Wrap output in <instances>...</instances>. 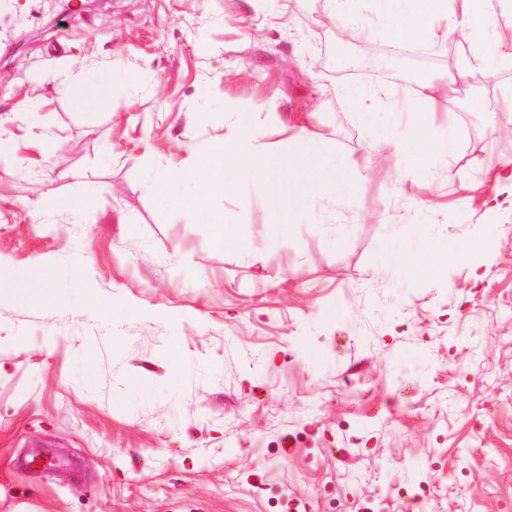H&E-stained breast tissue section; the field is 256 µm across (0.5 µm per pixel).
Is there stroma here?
<instances>
[{"instance_id": "obj_1", "label": "stroma", "mask_w": 512, "mask_h": 512, "mask_svg": "<svg viewBox=\"0 0 512 512\" xmlns=\"http://www.w3.org/2000/svg\"><path fill=\"white\" fill-rule=\"evenodd\" d=\"M55 2L0 49V512H512V183L482 171L512 163V67L386 65L375 0L346 47L326 0ZM439 76L429 131L457 150L405 180L296 219L241 182L209 200L223 247L153 190L244 123L343 159L410 141ZM453 238L483 258L400 266Z\"/></svg>"}]
</instances>
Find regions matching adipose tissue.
Instances as JSON below:
<instances>
[{
    "label": "adipose tissue",
    "mask_w": 512,
    "mask_h": 512,
    "mask_svg": "<svg viewBox=\"0 0 512 512\" xmlns=\"http://www.w3.org/2000/svg\"><path fill=\"white\" fill-rule=\"evenodd\" d=\"M499 0H377L385 30L399 43L434 49L458 35L468 41L469 54L459 71L461 78L479 81L494 74L498 63H512V43L498 44L488 53L474 35L476 22H490L496 17ZM438 84L423 82L414 90L417 132L410 144H401L395 134L382 136L381 146L387 156L398 159L401 170H409L432 158L451 156L454 143L449 138L430 136L426 128L435 119ZM329 157L327 147L307 128L275 146L256 144L249 131H242L233 141L209 152L196 155L177 173H159L154 179L155 193L170 202L206 214L215 229V242L229 240L223 215L209 212V197L218 191H236L241 178L253 177L266 187L274 214H299L306 210L310 197L318 194L354 191L357 178L364 171L358 160L335 165L334 178L317 177ZM477 243L455 239L428 257L403 259L411 272L437 271L450 264L468 263Z\"/></svg>",
    "instance_id": "obj_1"
}]
</instances>
